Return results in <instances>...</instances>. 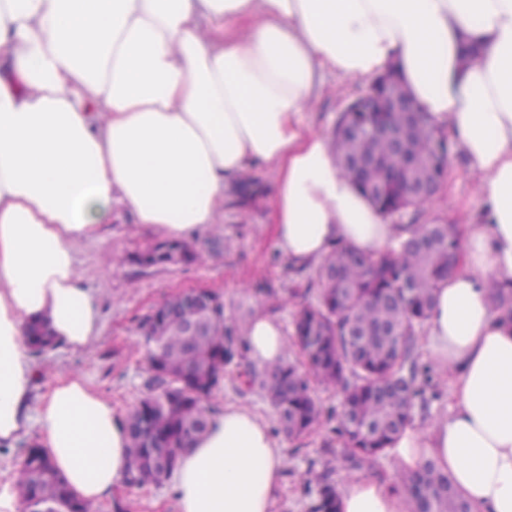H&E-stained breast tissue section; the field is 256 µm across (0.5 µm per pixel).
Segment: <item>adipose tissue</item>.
<instances>
[{
  "label": "adipose tissue",
  "mask_w": 512,
  "mask_h": 512,
  "mask_svg": "<svg viewBox=\"0 0 512 512\" xmlns=\"http://www.w3.org/2000/svg\"><path fill=\"white\" fill-rule=\"evenodd\" d=\"M396 63L477 175L483 220L459 224V269L424 341L453 383L448 415L407 426L395 468L433 460L472 512H512V322L490 284L512 287V0H0V445L31 428L79 499L96 507L129 478L125 420L79 376L38 407L28 327L84 351L100 299L77 248L122 205L170 239L209 232L232 186L274 166L270 222L305 268L346 244L376 254L405 235L336 164L301 113L326 73ZM257 366L279 360L280 323L244 330ZM284 454L249 409L211 413L171 479L177 512H274ZM339 512H411L392 481L350 478Z\"/></svg>",
  "instance_id": "adipose-tissue-1"
}]
</instances>
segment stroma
<instances>
[{"label":"stroma","instance_id":"stroma-1","mask_svg":"<svg viewBox=\"0 0 512 512\" xmlns=\"http://www.w3.org/2000/svg\"><path fill=\"white\" fill-rule=\"evenodd\" d=\"M368 79L343 82L328 77L324 91L302 113L303 122L316 132L332 135L336 118L344 105L361 94ZM265 193L246 209L225 206L224 221L194 244L204 260L200 263L143 269L128 263V255L159 241V234L143 231L117 212L105 241H88L78 248V261L86 285L101 300L102 323L98 337L82 352L57 350L38 359L41 379L36 393H44L54 377L74 373L109 399L122 413H129L145 394L148 364L144 352H131V345L143 344L138 322L151 314L171 295L188 288L214 291L224 299L226 313L250 317L261 311L276 318L285 334H292L299 304L310 301L307 285L313 268L292 267L281 253L268 222L269 198L276 180L274 168L250 171ZM476 175L462 150L452 148L445 184L428 206V211L444 217L465 209L468 218H477L482 201L475 191ZM122 257L121 265L105 269L111 256ZM213 409L227 404L248 408L267 422L275 415L259 389L242 390L235 374H227L209 400ZM331 422L298 436L276 432L283 448L285 466L277 512H308V472L328 475L337 488H345L350 477L340 463L342 443L331 431ZM126 512H175L169 488L120 489L115 500L100 504L96 512H114V501Z\"/></svg>","mask_w":512,"mask_h":512}]
</instances>
